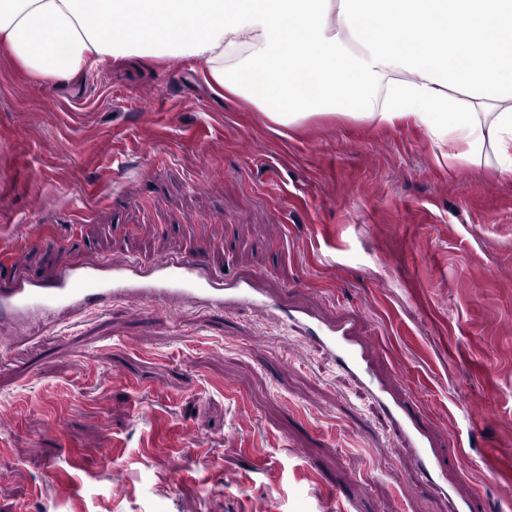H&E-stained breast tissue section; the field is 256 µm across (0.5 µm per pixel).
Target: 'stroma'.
Listing matches in <instances>:
<instances>
[{
    "label": "stroma",
    "mask_w": 512,
    "mask_h": 512,
    "mask_svg": "<svg viewBox=\"0 0 512 512\" xmlns=\"http://www.w3.org/2000/svg\"><path fill=\"white\" fill-rule=\"evenodd\" d=\"M436 152L409 122L282 137L199 62L104 65L71 94L0 52V238L22 221L53 241L31 276L129 253L263 273L354 319L447 427L479 512H512V180ZM1 404L0 512H453L358 381L245 307L42 317L0 355Z\"/></svg>",
    "instance_id": "35a3bbf8"
}]
</instances>
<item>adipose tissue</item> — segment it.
Listing matches in <instances>:
<instances>
[{"label": "adipose tissue", "mask_w": 512, "mask_h": 512, "mask_svg": "<svg viewBox=\"0 0 512 512\" xmlns=\"http://www.w3.org/2000/svg\"><path fill=\"white\" fill-rule=\"evenodd\" d=\"M0 51L69 91L115 61H197L281 128L408 119L443 144L437 163L489 153L512 178V0H0Z\"/></svg>", "instance_id": "1"}]
</instances>
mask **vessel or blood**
Masks as SVG:
<instances>
[{
	"label": "vessel or blood",
	"mask_w": 512,
	"mask_h": 512,
	"mask_svg": "<svg viewBox=\"0 0 512 512\" xmlns=\"http://www.w3.org/2000/svg\"><path fill=\"white\" fill-rule=\"evenodd\" d=\"M24 245L0 250V351H10L26 337L33 316L62 309L87 308L109 299L124 301L132 316L153 310L169 313L175 299L188 298L226 312L249 305L254 310H281L287 326L311 330L337 366L363 383L384 414L400 429L421 473L454 505V512H473V495L448 476L436 455L444 432L420 415L405 390L377 369V348L362 338L354 322L327 318L305 306L284 305L280 296L259 288L257 275L239 276L225 289L197 257L165 258L150 271L137 260L87 258L53 267L34 281L25 274L30 250L48 246L49 238L34 224L21 225Z\"/></svg>",
	"instance_id": "vessel-or-blood-1"
}]
</instances>
